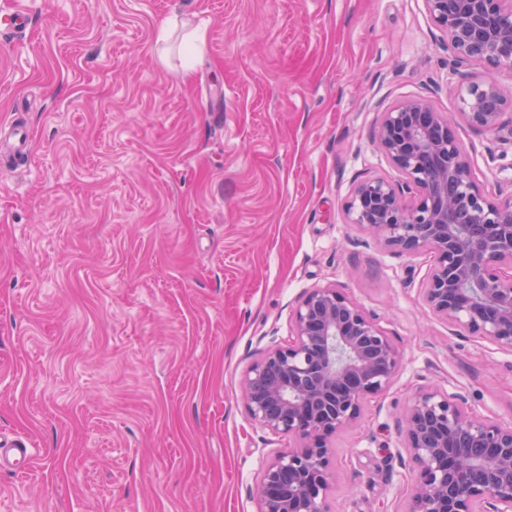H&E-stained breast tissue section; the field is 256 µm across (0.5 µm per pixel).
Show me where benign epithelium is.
Listing matches in <instances>:
<instances>
[{
    "label": "benign epithelium",
    "mask_w": 512,
    "mask_h": 512,
    "mask_svg": "<svg viewBox=\"0 0 512 512\" xmlns=\"http://www.w3.org/2000/svg\"><path fill=\"white\" fill-rule=\"evenodd\" d=\"M456 65L486 74L469 83L460 116L495 131L512 108L493 74L512 72V0H424ZM374 139L405 175L367 179L345 206L349 223L387 247L425 250L434 265L423 289L448 326L512 352V197L495 199L471 176L454 122L429 100L408 99L383 116ZM416 187L411 202L405 193ZM292 341L264 352L243 377L253 421L298 445L266 462L262 512H329V438L383 393L401 354L377 321L341 289L308 288L292 316ZM415 482L405 512H512V427L464 408L458 395L420 390L402 418Z\"/></svg>",
    "instance_id": "7a95c632"
}]
</instances>
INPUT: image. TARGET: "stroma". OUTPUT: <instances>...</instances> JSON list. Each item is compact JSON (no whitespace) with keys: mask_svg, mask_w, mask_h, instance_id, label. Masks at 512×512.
Here are the masks:
<instances>
[{"mask_svg":"<svg viewBox=\"0 0 512 512\" xmlns=\"http://www.w3.org/2000/svg\"><path fill=\"white\" fill-rule=\"evenodd\" d=\"M13 7L29 23L0 32V436L35 457L27 477L0 470V512H261L262 468L296 441L251 419L240 384L316 286L402 356L329 441L330 512H403L398 418L418 390L512 426V352L432 314L428 252L345 215L357 183L403 180L372 138L382 112L425 97L457 115L482 73L451 69L423 0H0ZM457 134L475 182L512 196V110Z\"/></svg>","mask_w":512,"mask_h":512,"instance_id":"1","label":"stroma"}]
</instances>
